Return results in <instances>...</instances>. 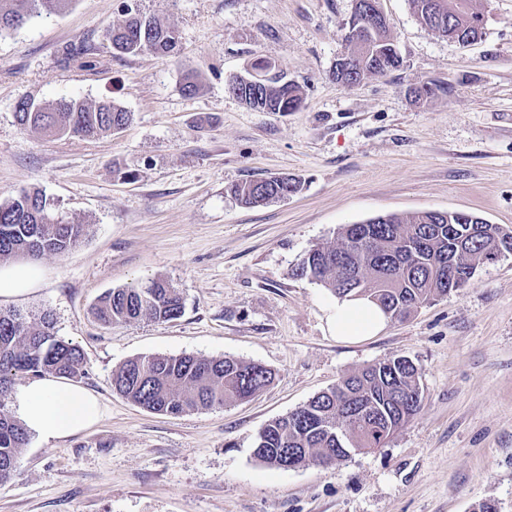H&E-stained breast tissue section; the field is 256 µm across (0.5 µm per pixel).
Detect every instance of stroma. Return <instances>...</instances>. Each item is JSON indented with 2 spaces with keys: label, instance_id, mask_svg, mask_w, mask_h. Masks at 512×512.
Instances as JSON below:
<instances>
[{
  "label": "stroma",
  "instance_id": "stroma-1",
  "mask_svg": "<svg viewBox=\"0 0 512 512\" xmlns=\"http://www.w3.org/2000/svg\"><path fill=\"white\" fill-rule=\"evenodd\" d=\"M176 28L169 57L113 55L123 0H70L0 34V202L39 189L56 218L88 225L69 254L40 258L32 293L0 309L51 312L84 351L80 387L102 415L63 439L30 435L0 512H512V253L481 265L375 336L336 339L333 296L292 268L344 225L427 210L512 229V0H477L481 40L429 30L408 0H379L400 68L345 85L333 76L355 0H137ZM80 51L61 61L64 48ZM299 86L300 110L248 108L228 89L257 58ZM199 84L182 90L187 76ZM430 85V98L413 91ZM77 98L133 114L117 134L52 137L16 106ZM299 179L248 207L236 185ZM162 279L184 313L101 325L107 291ZM231 356L276 377L254 399L180 416L112 388L144 355ZM397 356L418 367L424 402L385 447L341 464L270 467L253 455L268 421L343 376Z\"/></svg>",
  "mask_w": 512,
  "mask_h": 512
}]
</instances>
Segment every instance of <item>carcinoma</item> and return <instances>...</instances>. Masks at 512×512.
Returning a JSON list of instances; mask_svg holds the SVG:
<instances>
[{"label":"carcinoma","instance_id":"1","mask_svg":"<svg viewBox=\"0 0 512 512\" xmlns=\"http://www.w3.org/2000/svg\"><path fill=\"white\" fill-rule=\"evenodd\" d=\"M70 0H0V34L21 28L33 15L57 13ZM422 24L448 36L452 29L461 44L483 35L484 17L472 0H408ZM372 14L352 15L346 58L355 63L349 74L354 83L369 75L400 66L402 59L388 35V25L376 20L377 0L368 5ZM125 20L105 30L114 55L145 51L166 57L179 41L176 29L155 18L124 11ZM253 108L296 112L302 106L297 86L284 72L262 85L244 90ZM20 125L50 135L114 134L131 121V113L113 102L87 105L77 99L41 103L32 111L18 106ZM301 181L278 177L246 182L235 194L249 206L286 197L300 189ZM87 235L85 224H64L40 190L21 193L0 203V261L45 254L65 255ZM463 249L455 266L448 257ZM512 253V230L476 220H445L427 212L388 214L383 222L347 224L338 243L311 248L292 275L321 284L339 299L366 298L387 318L408 316L419 306L469 283L479 265ZM184 313L180 293L156 279L141 288L107 292L95 307L104 325L138 320L173 321ZM81 347L56 335L50 312L28 318L15 310H0V487L15 477L21 449L29 434L11 413L6 400L16 377L52 375L77 379L85 374ZM274 372L266 366L232 357L194 355L139 356L127 360L112 375V388L158 414L182 415L248 400L269 386ZM424 400L420 373L414 362L398 356L371 364L342 377L335 386L315 395L296 410L263 425L253 442L260 462L283 468L303 464L329 466L344 460L341 448H383L395 432L421 409Z\"/></svg>","mask_w":512,"mask_h":512}]
</instances>
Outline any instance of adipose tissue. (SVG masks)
<instances>
[{
    "label": "adipose tissue",
    "instance_id": "ef3b65f1",
    "mask_svg": "<svg viewBox=\"0 0 512 512\" xmlns=\"http://www.w3.org/2000/svg\"><path fill=\"white\" fill-rule=\"evenodd\" d=\"M37 264L0 265V297H20L40 284ZM387 318L366 300H338L331 308L330 322L337 339L359 341L379 333ZM16 411L28 432L47 439H60L86 430L101 417L98 400L87 390L67 381L37 378L17 387Z\"/></svg>",
    "mask_w": 512,
    "mask_h": 512
}]
</instances>
